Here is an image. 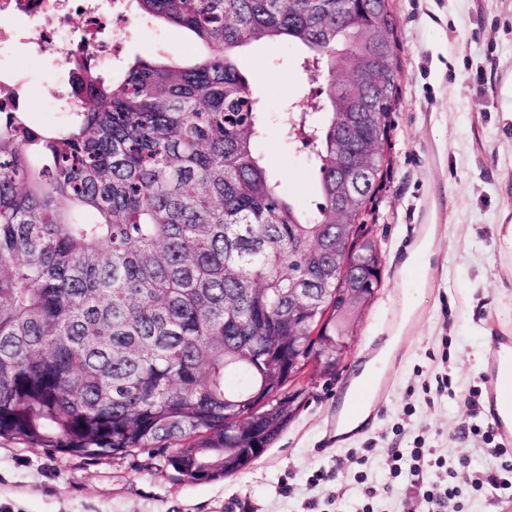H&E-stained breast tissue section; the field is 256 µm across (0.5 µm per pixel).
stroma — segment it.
<instances>
[{"mask_svg": "<svg viewBox=\"0 0 512 512\" xmlns=\"http://www.w3.org/2000/svg\"><path fill=\"white\" fill-rule=\"evenodd\" d=\"M393 39L401 63L387 160L370 206L368 227L382 257L381 284L359 318L336 371L309 370L297 387L303 403L274 443L237 473L209 481L181 477L166 448L116 456L68 455L0 438V512H362L352 452L372 449L368 478L374 512H428L421 495L389 487V449L416 442L472 471L496 462L481 437L487 428L484 365L493 342L512 336V248L498 227L512 224V0H391ZM203 47L188 30L162 21L139 23L127 58L192 65ZM304 46L255 42L238 66L269 122L256 150L284 195L310 209L318 173L288 130L289 102L315 98L320 81L304 69ZM29 83L22 110L33 126L54 130L66 118L44 99L67 70L54 54L15 56ZM431 253L408 260L422 238ZM425 296L409 320L402 294ZM398 345L378 376L367 423L337 432L345 396L363 363L389 340ZM448 389L437 392L436 380ZM330 472L314 483L316 471Z\"/></svg>", "mask_w": 512, "mask_h": 512, "instance_id": "obj_1", "label": "stroma"}]
</instances>
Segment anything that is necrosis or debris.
Here are the masks:
<instances>
[{"instance_id": "obj_1", "label": "necrosis or debris", "mask_w": 512, "mask_h": 512, "mask_svg": "<svg viewBox=\"0 0 512 512\" xmlns=\"http://www.w3.org/2000/svg\"><path fill=\"white\" fill-rule=\"evenodd\" d=\"M128 6V0H0V18L13 21L0 26V51L33 54L50 45L63 66L110 69L132 38ZM77 13L78 29L71 24Z\"/></svg>"}]
</instances>
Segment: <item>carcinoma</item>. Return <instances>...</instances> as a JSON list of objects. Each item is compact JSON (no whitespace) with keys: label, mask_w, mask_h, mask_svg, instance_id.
Segmentation results:
<instances>
[{"label":"carcinoma","mask_w":512,"mask_h":512,"mask_svg":"<svg viewBox=\"0 0 512 512\" xmlns=\"http://www.w3.org/2000/svg\"><path fill=\"white\" fill-rule=\"evenodd\" d=\"M131 2L204 55L70 70L84 107L59 129L0 111V436L90 456L172 446L175 472L211 480L294 419L288 358L336 369L319 350L336 289L368 306L380 285L361 230L398 99L394 18L390 0ZM275 40L304 45L306 70L327 77L320 102L287 113L319 173L308 211L256 152L266 117L236 62ZM298 284L326 310L295 309Z\"/></svg>","instance_id":"carcinoma-1"}]
</instances>
